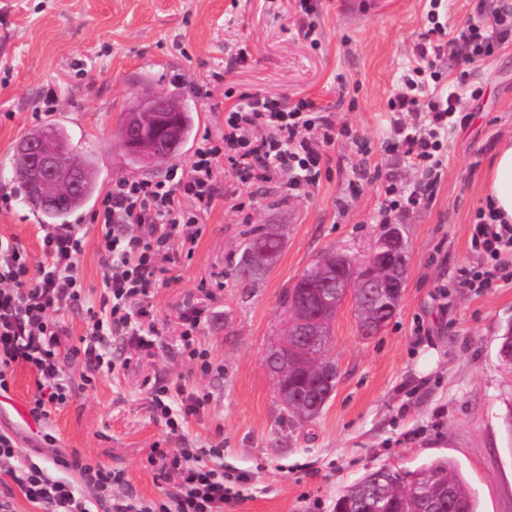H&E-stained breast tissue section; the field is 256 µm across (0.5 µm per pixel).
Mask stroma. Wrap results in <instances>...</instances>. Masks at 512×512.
Here are the masks:
<instances>
[{"mask_svg":"<svg viewBox=\"0 0 512 512\" xmlns=\"http://www.w3.org/2000/svg\"><path fill=\"white\" fill-rule=\"evenodd\" d=\"M294 0H0V239L43 261L47 229L14 177L20 140L49 123L65 126L77 155L97 165L98 192L120 177L162 180L187 168L204 136L224 131L225 92L261 91L295 103L312 100L335 128L348 129L326 151L320 175L290 195L286 180L256 184L253 203L229 210L236 183L217 172L218 193L203 215L192 256L171 265L167 286L150 301L158 331L151 356L125 365L136 350L111 344L113 371L80 387L82 364L69 367L75 395L48 423L18 410L36 391V376L16 368L0 395V429L18 456L52 461L55 453L124 470L133 490L161 497L166 483L148 462L153 449L223 446L217 461L240 495L226 512H332L339 494L366 470H413L455 460L477 494L479 512H512V369L498 357L497 337L512 321V275L489 288H465L463 270H487L470 244L485 207V175L499 143L512 137V37L473 60L458 35L491 28L512 0H444L440 21L450 45L436 61L435 91L456 93L462 120L441 133L439 178L429 197L390 210L387 187L423 188L426 168L395 149L397 126L427 133L424 113L393 116L388 101L403 90L415 49L430 27L428 0H318L316 39L305 37ZM246 60L226 63L236 52ZM207 93H200V86ZM54 92L55 111L39 104ZM186 102L189 141L174 157L130 163L119 138L125 112L144 92ZM93 204L65 221L88 245L79 259L87 304L101 294L102 270L91 221ZM284 227L282 251L258 282L235 275L245 242L258 229ZM403 227L408 255L405 294L376 336L359 332L352 303L332 325L326 356L339 382L316 417L290 421L266 365L285 319L283 297L325 251H371L384 225ZM206 299L197 336L210 371L179 341L186 300ZM181 384L205 396L185 437L168 433L151 411L147 381Z\"/></svg>","mask_w":512,"mask_h":512,"instance_id":"35a3bbf8","label":"stroma"}]
</instances>
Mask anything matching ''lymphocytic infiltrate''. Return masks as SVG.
Masks as SVG:
<instances>
[{"mask_svg":"<svg viewBox=\"0 0 512 512\" xmlns=\"http://www.w3.org/2000/svg\"><path fill=\"white\" fill-rule=\"evenodd\" d=\"M444 50L437 41L420 43L405 91L389 101L390 111L428 114L433 133L403 134L398 145L415 164L430 169L436 167L435 154L441 147L436 132L447 127L457 111L453 96L425 95L429 83L441 80L435 61ZM334 140L331 126L313 101L302 99L291 105L244 92L225 112L223 134L203 139L186 172H170L160 181L116 179L94 213L102 264L100 305L86 310L90 332L67 348L61 343L63 329L57 315L85 298L78 263L86 246L81 229L60 224L48 230L41 241L44 261L36 266L22 246L0 245V393L9 392L16 368L29 367L37 377L29 413L40 422L72 398L74 383L67 368L73 362L84 364L87 374L82 381L88 386L94 372L111 366L112 339L132 338L139 354H149L152 342L139 331L140 325L156 321L148 294L167 285L165 264L172 261L175 246L194 250L202 234L200 219L215 197L218 161L227 163L239 184L230 194L232 209L238 212L244 207L240 187L269 183L284 174L292 190L312 183L324 147ZM494 218V213L479 212L471 245L499 263L512 255V225L495 223ZM150 395L154 413L164 419L170 434L178 436L204 404L180 385L154 388ZM176 397L184 400L177 413L169 405ZM223 453L220 447L155 450L148 461L158 478L170 484L161 499H146L132 491L114 495V486L127 484L125 473L97 462L55 459V466L77 471L79 479L73 482L52 476L41 460L29 456L10 470L14 486L0 491V512H13L17 490L45 512H91L95 507L101 512H224L235 495L223 470L213 464Z\"/></svg>","mask_w":512,"mask_h":512,"instance_id":"lymphocytic-infiltrate-1","label":"lymphocytic infiltrate"}]
</instances>
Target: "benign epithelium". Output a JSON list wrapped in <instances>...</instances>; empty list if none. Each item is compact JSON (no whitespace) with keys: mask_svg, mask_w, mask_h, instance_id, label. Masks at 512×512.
I'll use <instances>...</instances> for the list:
<instances>
[{"mask_svg":"<svg viewBox=\"0 0 512 512\" xmlns=\"http://www.w3.org/2000/svg\"><path fill=\"white\" fill-rule=\"evenodd\" d=\"M182 111L183 105L165 95H141L122 124L124 148L147 160L161 157L181 136L176 113ZM21 157L24 160L21 174L34 197L50 205H61L81 189L85 176L83 166L76 160L68 142L54 132L44 130L24 138ZM404 248L403 236L396 225L388 224L379 235L361 276L356 274L349 257L340 251L319 257L312 275L295 295L284 321L283 335H317L324 319L335 315L338 296L350 297L357 304L365 295L386 292L401 300L406 278L392 262L397 256L401 262H406Z\"/></svg>","mask_w":512,"mask_h":512,"instance_id":"benign-epithelium-1","label":"benign epithelium"}]
</instances>
